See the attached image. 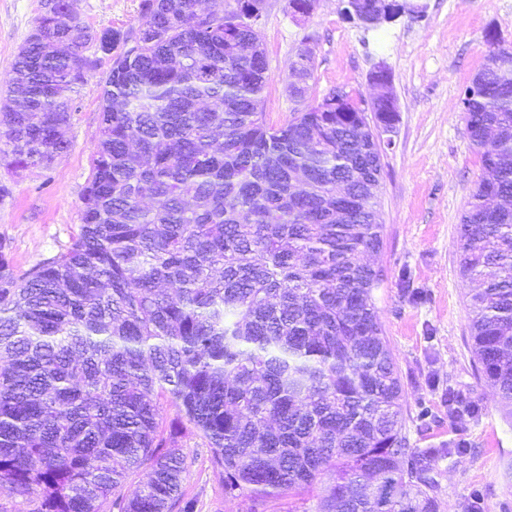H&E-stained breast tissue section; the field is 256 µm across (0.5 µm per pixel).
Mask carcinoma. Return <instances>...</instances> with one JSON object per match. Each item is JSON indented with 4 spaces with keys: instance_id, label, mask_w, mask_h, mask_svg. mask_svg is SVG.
<instances>
[{
    "instance_id": "obj_1",
    "label": "carcinoma",
    "mask_w": 512,
    "mask_h": 512,
    "mask_svg": "<svg viewBox=\"0 0 512 512\" xmlns=\"http://www.w3.org/2000/svg\"><path fill=\"white\" fill-rule=\"evenodd\" d=\"M26 40L0 104L7 166L51 163L96 61L98 34L58 0ZM141 0L112 29L79 234L19 274L0 245V512H192L187 456L162 401L205 440L224 492L316 500L289 512H439L433 462L412 448L403 390L373 302L383 274L378 123L364 100H308L267 121L266 0ZM378 0L350 8L370 29ZM482 166L462 217L460 275L480 378L512 417V71L463 92ZM373 116H368V113ZM357 211L336 223V185ZM145 470L148 480L128 479Z\"/></svg>"
}]
</instances>
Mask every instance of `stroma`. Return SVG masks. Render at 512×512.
I'll return each mask as SVG.
<instances>
[{
    "mask_svg": "<svg viewBox=\"0 0 512 512\" xmlns=\"http://www.w3.org/2000/svg\"><path fill=\"white\" fill-rule=\"evenodd\" d=\"M423 16L405 14L374 29L346 20L339 0H319L309 17L289 0H267L260 31L269 66L266 119H291L302 104L287 69L311 57L310 97L333 90L369 97V75L383 65L392 77L399 112L382 152L376 196L382 245L367 255L384 282L374 292L383 335L402 384L404 432L414 448H436L441 512H512V423L495 390L477 376L470 348L468 294L459 271L458 235L472 192L484 175L466 132L461 94L482 68L487 31L512 47V0H414ZM44 0H0V93L32 33ZM141 0H77L92 31L140 24ZM99 65L73 95L65 127L66 152L49 166L12 170L0 164V245L20 271L52 258L80 230L82 197L100 125L108 55L89 45ZM457 392L474 415H448ZM181 445L183 484L194 512H288L282 497L226 496L224 482L194 429Z\"/></svg>",
    "mask_w": 512,
    "mask_h": 512,
    "instance_id": "stroma-1",
    "label": "stroma"
}]
</instances>
